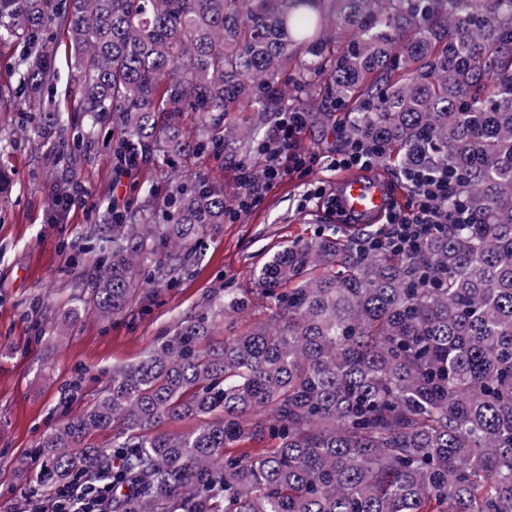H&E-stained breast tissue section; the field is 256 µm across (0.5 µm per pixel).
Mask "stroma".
Wrapping results in <instances>:
<instances>
[{"label": "stroma", "mask_w": 512, "mask_h": 512, "mask_svg": "<svg viewBox=\"0 0 512 512\" xmlns=\"http://www.w3.org/2000/svg\"><path fill=\"white\" fill-rule=\"evenodd\" d=\"M318 106L296 148L336 154L346 146L350 114L331 107L326 97ZM17 122L13 100H0V140L9 144L4 161L11 178L10 195L0 202V512H18L29 482L16 464L31 457L71 387L79 389L69 406L74 417L93 402L114 367L137 363L214 292L254 287L255 270L274 253L319 230L352 232L337 223L328 199L305 198L309 187L331 189L335 171L317 165L304 176L289 174L257 207L225 216L206 238L200 260L174 287L157 289L142 279L129 309L102 320L79 299L85 268L76 263L74 247L102 213L141 209L169 186L143 164L131 177L117 179L109 123L96 125L90 153L66 167L53 155L34 152L28 138L17 134ZM247 169L220 148L178 165L181 175L223 182L230 192ZM72 175L88 195L50 222L56 185Z\"/></svg>", "instance_id": "stroma-1"}]
</instances>
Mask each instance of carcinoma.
<instances>
[{"instance_id": "obj_1", "label": "carcinoma", "mask_w": 512, "mask_h": 512, "mask_svg": "<svg viewBox=\"0 0 512 512\" xmlns=\"http://www.w3.org/2000/svg\"><path fill=\"white\" fill-rule=\"evenodd\" d=\"M61 29L71 111L45 102ZM1 44L19 50L35 151L64 161L92 148L85 119L109 120L115 153L172 186L165 221L109 213L86 234L101 319L147 269L174 287L224 223V185L171 161L264 151L227 121L245 103L260 128L325 90L383 159L448 168V207L469 215L415 252L367 247L378 229L319 234L255 271L259 288L213 294L83 413L60 402L30 501L89 481L112 484V512H512V0H0ZM256 300L265 319L212 341ZM183 420L200 424L159 431ZM99 429L111 447L86 442Z\"/></svg>"}]
</instances>
